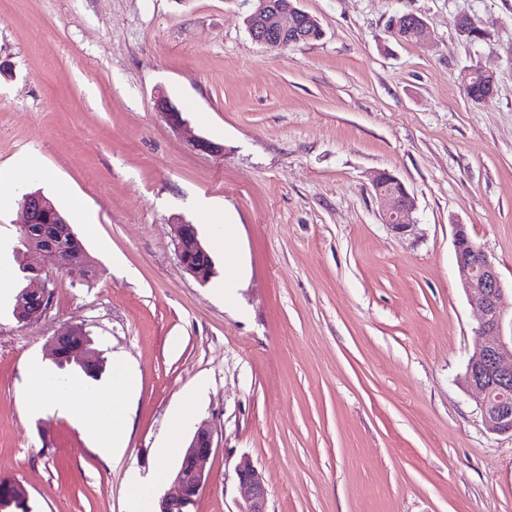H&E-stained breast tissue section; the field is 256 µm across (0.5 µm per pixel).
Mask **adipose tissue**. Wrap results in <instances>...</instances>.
I'll list each match as a JSON object with an SVG mask.
<instances>
[{
    "label": "adipose tissue",
    "instance_id": "obj_1",
    "mask_svg": "<svg viewBox=\"0 0 512 512\" xmlns=\"http://www.w3.org/2000/svg\"><path fill=\"white\" fill-rule=\"evenodd\" d=\"M112 383L105 389L88 388L81 381L69 380L57 388L37 366L28 370L27 389L37 394L41 406L74 418L106 460L122 458L127 449L123 425L126 401L136 391L134 374L126 362L112 364Z\"/></svg>",
    "mask_w": 512,
    "mask_h": 512
}]
</instances>
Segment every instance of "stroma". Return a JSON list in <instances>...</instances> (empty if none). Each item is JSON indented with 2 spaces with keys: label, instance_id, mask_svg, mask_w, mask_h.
Instances as JSON below:
<instances>
[{
  "label": "stroma",
  "instance_id": "35a3bbf8",
  "mask_svg": "<svg viewBox=\"0 0 512 512\" xmlns=\"http://www.w3.org/2000/svg\"><path fill=\"white\" fill-rule=\"evenodd\" d=\"M298 5L322 39L272 51L247 30L252 0H0V170L37 155L31 189L94 218L72 226L94 278L45 267L52 308L19 325L21 197L0 185V481L23 485L33 512H127L130 472L177 468L160 450L197 387L193 421L216 431L197 512H236L244 455L267 512H512V435L487 430L462 384L480 314L454 247L466 225L512 286V0ZM405 12L423 16L427 45L393 35ZM463 14L483 39L459 37ZM471 66L495 78L480 101L459 78ZM160 91L188 132L155 112ZM382 170L417 201L410 233L382 221ZM202 198L237 226L230 305ZM180 220L214 261L208 284L178 263ZM70 325L137 373L118 462L21 394L34 360L81 378L49 357Z\"/></svg>",
  "mask_w": 512,
  "mask_h": 512
}]
</instances>
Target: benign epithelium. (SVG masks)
<instances>
[{"instance_id": "benign-epithelium-1", "label": "benign epithelium", "mask_w": 512, "mask_h": 512, "mask_svg": "<svg viewBox=\"0 0 512 512\" xmlns=\"http://www.w3.org/2000/svg\"><path fill=\"white\" fill-rule=\"evenodd\" d=\"M252 38L268 49L287 44H307L313 31L321 30L319 21L297 6V0H254V8L247 18ZM460 37L484 38V29L470 15L464 14L457 22ZM154 106L166 121L179 129L186 126L181 110L160 92L154 96ZM397 185L399 179L388 171L376 173L373 187L382 204V220L392 230L404 233L410 230V214L416 200L407 189L383 191V183ZM24 233L32 224L53 210L51 201L41 193L29 192L21 202ZM175 254L180 266L199 283L205 284L214 273L213 260L201 243L198 230L192 224L174 225ZM454 246L458 275L470 303L481 313L476 330L481 343L469 358L465 382L479 394L478 404L487 428L493 432L512 433V362L506 361L512 350V319L506 320L501 304L505 288L495 263L470 236L466 225H455ZM26 254H35L43 262L64 268L76 275L87 265V259L75 250L57 249L53 244L35 245L27 242ZM36 276L18 299L21 322L35 323L44 318L52 307L51 290L41 277L42 268H34ZM83 328L72 325L51 339L54 356H76L86 365H95L98 354L82 342ZM215 445V431L204 422L200 424L188 445L172 481V487L159 499L158 512H196L199 498L208 484L206 466ZM234 481L240 492L238 512H267L268 487L266 479L252 462L243 456L235 464Z\"/></svg>"}]
</instances>
